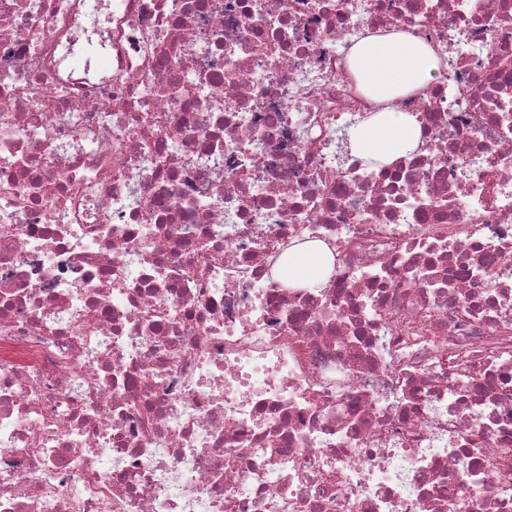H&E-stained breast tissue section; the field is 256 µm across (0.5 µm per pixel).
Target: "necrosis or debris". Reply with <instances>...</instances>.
<instances>
[{
	"mask_svg": "<svg viewBox=\"0 0 512 512\" xmlns=\"http://www.w3.org/2000/svg\"><path fill=\"white\" fill-rule=\"evenodd\" d=\"M0 512H512V0H0ZM349 67L359 88L378 102L419 90L439 74V61L419 40L404 34L370 37L353 48ZM421 136V128L413 118L388 108L354 131L351 149L366 160L390 164L413 152ZM332 264L333 256L323 243L292 246L288 249V283L312 286L329 275Z\"/></svg>",
	"mask_w": 512,
	"mask_h": 512,
	"instance_id": "obj_1",
	"label": "necrosis or debris"
}]
</instances>
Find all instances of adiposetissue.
I'll return each mask as SVG.
<instances>
[{
  "label": "adipose tissue",
  "instance_id": "adipose-tissue-1",
  "mask_svg": "<svg viewBox=\"0 0 512 512\" xmlns=\"http://www.w3.org/2000/svg\"><path fill=\"white\" fill-rule=\"evenodd\" d=\"M349 67L365 94L388 104L436 78L439 61L419 40L391 34L368 38L354 47ZM421 136L414 119L387 108L354 131L351 148L360 157L389 164L413 152ZM332 264L333 256L323 243L292 246L288 250V282L314 285L329 275Z\"/></svg>",
  "mask_w": 512,
  "mask_h": 512
}]
</instances>
